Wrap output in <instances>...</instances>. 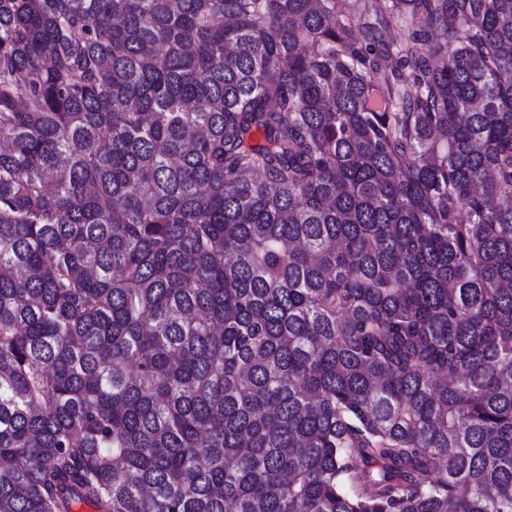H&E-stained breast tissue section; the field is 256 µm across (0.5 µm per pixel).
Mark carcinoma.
Masks as SVG:
<instances>
[{"instance_id":"1","label":"carcinoma","mask_w":512,"mask_h":512,"mask_svg":"<svg viewBox=\"0 0 512 512\" xmlns=\"http://www.w3.org/2000/svg\"><path fill=\"white\" fill-rule=\"evenodd\" d=\"M79 502L512 512V0H0V512Z\"/></svg>"}]
</instances>
